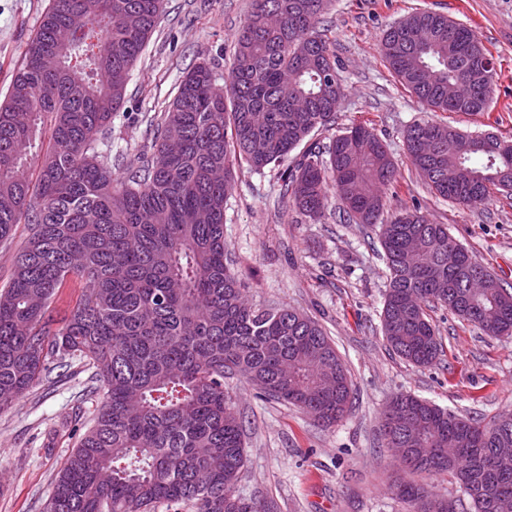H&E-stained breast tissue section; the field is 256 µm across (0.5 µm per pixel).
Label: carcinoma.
<instances>
[{
    "instance_id": "1",
    "label": "carcinoma",
    "mask_w": 512,
    "mask_h": 512,
    "mask_svg": "<svg viewBox=\"0 0 512 512\" xmlns=\"http://www.w3.org/2000/svg\"><path fill=\"white\" fill-rule=\"evenodd\" d=\"M163 0H49L0 103V241L30 235L0 290V410L60 353L89 361L103 392L94 425L59 472L48 512H272L236 485L243 421L225 381L240 376L328 428L352 408V380L321 325L243 294L224 240L235 170L280 171L283 196L318 220L332 182L350 224L379 228L388 269L382 328L417 366L443 352L427 308L440 306L486 336L512 335V290L448 231L407 210L385 224L382 187L396 179L386 145L356 124L321 151L306 139L331 129L344 96L339 63L317 31L328 0H253L231 70L209 62L180 81L158 113L151 156L126 179L112 173V117L126 97ZM383 60L431 112H483L495 70L477 33L419 11L387 30ZM462 84L448 105V85ZM408 156L434 192L467 208L512 195V151L502 136L468 134L424 118L405 132ZM87 288L62 323L49 315L71 278ZM411 414L420 430L390 429ZM382 446L401 465L449 474L456 494L414 481L392 495L406 512H512V412L488 423L409 394L386 405Z\"/></svg>"
}]
</instances>
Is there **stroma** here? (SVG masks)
<instances>
[{
	"mask_svg": "<svg viewBox=\"0 0 512 512\" xmlns=\"http://www.w3.org/2000/svg\"><path fill=\"white\" fill-rule=\"evenodd\" d=\"M47 4L0 0V96ZM250 8L251 0H164L112 120V155L120 168L140 166L151 143L147 119L173 100L188 69L208 60L216 78H224ZM419 10L477 31L496 63L485 111L437 112L434 120L512 140V0H331L324 25L345 88L335 128L361 123L386 142L397 170L396 182L385 190L387 217L419 205L422 215L447 225L511 288L512 199L495 196L484 209L443 200L407 155L404 132L425 110L393 77L379 43L393 23ZM224 238L247 299L288 306L318 321L354 390L350 413L323 428L296 408L256 398L243 378L228 380L246 428L241 496L270 501L276 512H404L391 488L411 475L379 437L381 412L393 396L409 393L487 420L512 411V336L483 335L439 307L429 312L444 346L435 365L417 367L390 350L381 326L388 274L383 250L370 227L344 222L336 192L328 194L324 217L313 222L290 206L276 171L240 169L226 199ZM50 367L49 379L0 411V512H46L58 472L101 402L87 362L56 357Z\"/></svg>",
	"mask_w": 512,
	"mask_h": 512,
	"instance_id": "1",
	"label": "stroma"
}]
</instances>
